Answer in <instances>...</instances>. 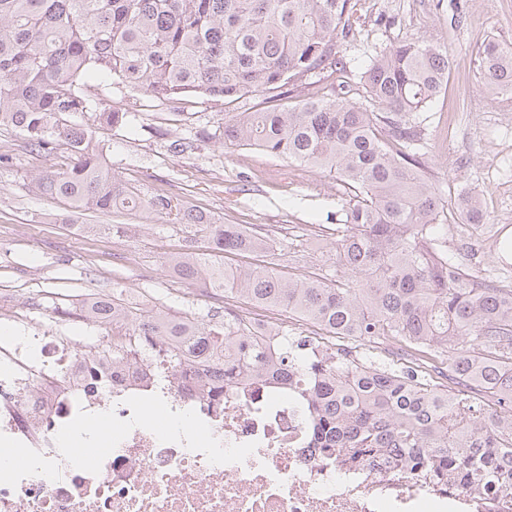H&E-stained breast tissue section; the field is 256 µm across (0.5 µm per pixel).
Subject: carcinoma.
Wrapping results in <instances>:
<instances>
[{"label": "carcinoma", "mask_w": 512, "mask_h": 512, "mask_svg": "<svg viewBox=\"0 0 512 512\" xmlns=\"http://www.w3.org/2000/svg\"><path fill=\"white\" fill-rule=\"evenodd\" d=\"M356 12L352 0H0V126L21 131L38 155L67 159L35 184L71 210L139 209L194 225L207 246L170 256L167 268L234 302L222 317L187 323L164 306L139 318L112 298V323L128 321L133 336H182L188 351L209 347L232 390L258 376L294 379L288 391L329 448L354 458L391 450L490 488L512 477V286L448 254L460 225L444 222L447 199L412 153L410 116L447 81V50L410 37L377 52L360 77L364 105H293L285 92L346 71L336 37ZM478 53L483 88L512 90V44L487 36ZM98 77L164 101L200 95L229 107L268 94L262 111L224 122V142L342 182L336 277L226 262L265 257L268 238L122 184L97 131L127 113L93 110ZM456 210L466 224L489 223L462 198ZM240 304L283 308L362 354L345 358L289 324L263 328Z\"/></svg>", "instance_id": "1"}]
</instances>
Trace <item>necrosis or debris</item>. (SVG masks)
<instances>
[{
	"label": "necrosis or debris",
	"mask_w": 512,
	"mask_h": 512,
	"mask_svg": "<svg viewBox=\"0 0 512 512\" xmlns=\"http://www.w3.org/2000/svg\"><path fill=\"white\" fill-rule=\"evenodd\" d=\"M111 325L86 321L77 349L41 325L0 333V512H512V487L322 448L267 380L226 394L205 347L174 378L175 338L148 362L137 336L112 352Z\"/></svg>",
	"instance_id": "1"
}]
</instances>
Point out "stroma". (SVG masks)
Returning <instances> with one entry per match:
<instances>
[{"label": "stroma", "instance_id": "35a3bbf8", "mask_svg": "<svg viewBox=\"0 0 512 512\" xmlns=\"http://www.w3.org/2000/svg\"><path fill=\"white\" fill-rule=\"evenodd\" d=\"M359 23L336 39L347 72L299 81L302 98L343 97L359 103V74L379 51L409 37L447 48L451 74L437 98L411 119L420 133L425 177L442 191L475 193L491 221L483 240L448 238L469 267L490 280L512 279V258L497 243L512 236V95L490 96L478 70L480 41L512 44V0H358ZM95 104L128 113L99 131L116 177L141 197L163 193L199 209L217 224H259L277 247L274 263L334 269L326 231L341 217L343 187L335 176L224 141L226 108L207 98L160 101L121 84L99 86ZM0 291L39 306L46 326L64 327L59 311L78 316L92 294L141 298L200 319L224 312V300L203 285L169 277L167 255L202 247L193 226L141 210L75 215L41 195L34 173L59 168L31 153L22 136L0 130Z\"/></svg>", "mask_w": 512, "mask_h": 512}]
</instances>
